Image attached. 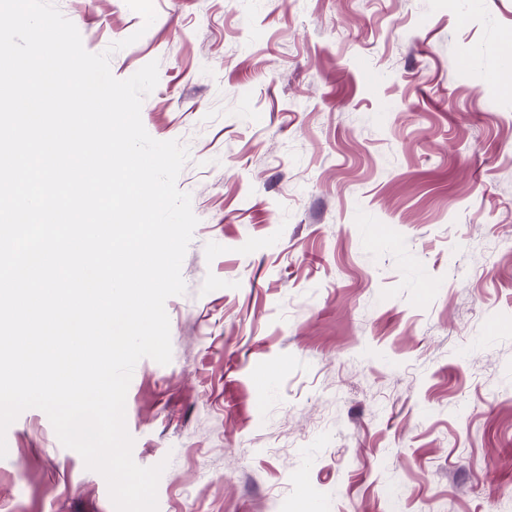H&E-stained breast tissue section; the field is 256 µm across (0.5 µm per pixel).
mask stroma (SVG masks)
Instances as JSON below:
<instances>
[{
    "label": "stroma",
    "instance_id": "35a3bbf8",
    "mask_svg": "<svg viewBox=\"0 0 512 512\" xmlns=\"http://www.w3.org/2000/svg\"><path fill=\"white\" fill-rule=\"evenodd\" d=\"M53 2L115 78L158 62L142 123L189 150L125 403L159 512H512V0ZM6 444L0 512H114L42 410Z\"/></svg>",
    "mask_w": 512,
    "mask_h": 512
}]
</instances>
